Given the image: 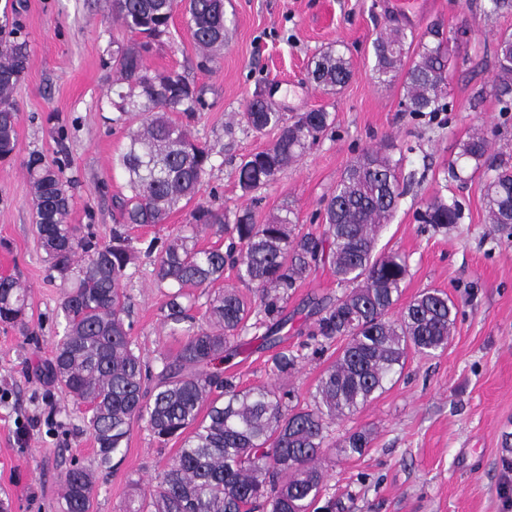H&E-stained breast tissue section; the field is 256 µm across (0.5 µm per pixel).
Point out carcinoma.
<instances>
[{"mask_svg": "<svg viewBox=\"0 0 512 512\" xmlns=\"http://www.w3.org/2000/svg\"><path fill=\"white\" fill-rule=\"evenodd\" d=\"M182 11L187 29L207 68L224 50V0H115V15L132 35L117 50L113 65L120 86L114 123L135 112L139 125L128 128L116 163L126 175L129 194L114 206L120 220L107 243L90 230L68 223L72 196L69 163L29 155L25 169L32 189L34 224L51 270L64 285L60 310L63 333L55 345L47 375L72 402L87 405L88 429L99 464L111 466L137 422L146 424L160 445L184 437L182 448L140 495L132 512H336V500L316 506L324 471L320 459L335 420L356 412L385 389L404 367L409 351L431 356L448 346L457 308L439 289L422 291L398 317L392 316L408 274L393 252L374 253L375 235L389 221L407 185L400 184L399 163L379 150L364 152L343 172L324 201L322 231L296 235L289 215L263 224L243 208L235 214L227 250L197 247L198 233L224 236V213L195 203L211 166L212 150L188 135L186 126L204 105L202 91L178 73H157L146 55L169 33L173 14ZM416 59L404 66L414 33L402 27L374 39L378 82L402 81L405 111L423 116L451 112L448 101V40L431 30ZM27 41L0 40V160L17 149V115L12 98L28 64ZM494 96L499 111L512 112V33L500 36L496 49ZM313 83L329 93L351 78L348 61L329 50L312 59ZM335 118L323 109L289 116L265 98L253 99L239 122L257 133L277 131L266 148L241 159L237 180L242 195L271 184L332 128ZM489 141L478 132L461 146L460 156L484 177L489 223L500 230L512 224V164L489 160ZM193 205L191 223L164 239L134 244V226L164 224L179 205ZM433 231L463 219L461 203L435 196L417 212ZM153 259L157 283L168 288L164 322L183 337L174 357L159 353L153 372L130 339L128 297L122 282L139 256ZM330 261L341 296L318 308V318L301 345L314 355L338 343L336 360L311 393V404H292L290 392L269 387L239 390L209 371L242 335L274 326L288 291L321 262ZM237 265L240 281L253 288L250 302L224 288V266ZM209 291L205 322L190 314L193 290ZM27 295L17 280L0 277V322L27 324ZM300 354L281 349L272 369L285 375ZM370 433L355 431L341 448L362 454ZM63 512H91L93 479L74 463L61 474Z\"/></svg>", "mask_w": 512, "mask_h": 512, "instance_id": "1", "label": "carcinoma"}]
</instances>
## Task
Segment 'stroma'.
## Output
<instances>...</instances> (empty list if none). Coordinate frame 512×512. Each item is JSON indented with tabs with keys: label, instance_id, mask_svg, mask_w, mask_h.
Masks as SVG:
<instances>
[{
	"label": "stroma",
	"instance_id": "35a3bbf8",
	"mask_svg": "<svg viewBox=\"0 0 512 512\" xmlns=\"http://www.w3.org/2000/svg\"><path fill=\"white\" fill-rule=\"evenodd\" d=\"M482 2L427 0L425 12L408 23L391 12L388 0H224L228 39L216 68H200L179 13L148 59L151 69L178 72L203 92L189 130L214 153L197 200L222 210L225 223L247 207L257 222L287 211L296 232L319 231L323 199L368 149L389 153L402 175L414 177L377 249L407 263L401 303L424 289H441L457 305L456 322L446 349L434 356L409 353L384 392L332 425L335 440L363 429L373 437L360 456L326 451L323 495L341 500L345 512H512V482L504 480L512 464V236L487 223L481 175L462 182L447 175L477 129L490 140L489 157L512 156V113H500L492 91L495 46L502 33L512 32V12L484 17ZM404 24L418 37L432 26L445 33L469 30L467 40L449 45L454 109L434 120L405 112L401 84L374 77L377 32ZM0 25L19 29L30 48L15 92L17 151L0 161V277L24 284L29 307L27 328L0 324V512H61L60 475L73 460L94 475L93 512H126L181 443L159 445L139 423L121 461L99 468L87 412L46 375L62 332V289L33 232L25 162L34 152L68 159L67 174L75 181L68 221L109 241L112 199L126 190L115 165L126 130L114 121L112 55L131 36L116 20L113 0H0ZM331 48L344 52L352 71L335 93L307 78L311 59ZM478 91L485 100L474 112L469 100ZM258 92L277 111L322 108L335 123L296 165L246 196L236 166L276 134L226 124ZM438 193L464 208L462 222L445 232L416 218L421 202ZM152 270L151 260L139 259L123 282L132 302L130 338L149 362L182 345L164 323L166 298ZM342 292L332 266L313 268L288 297L283 346L299 348L314 323V302ZM272 355L251 332L212 369L242 389L287 388L303 404L332 361L327 353L310 355L278 376Z\"/></svg>",
	"mask_w": 512,
	"mask_h": 512
}]
</instances>
